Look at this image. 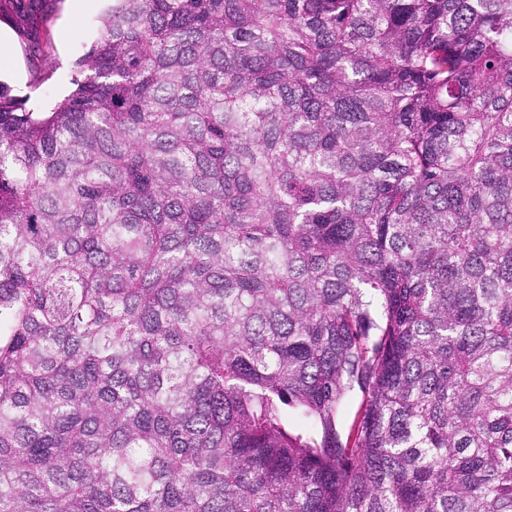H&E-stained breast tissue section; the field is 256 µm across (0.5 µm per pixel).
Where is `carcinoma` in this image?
Returning <instances> with one entry per match:
<instances>
[{
	"label": "carcinoma",
	"mask_w": 512,
	"mask_h": 512,
	"mask_svg": "<svg viewBox=\"0 0 512 512\" xmlns=\"http://www.w3.org/2000/svg\"><path fill=\"white\" fill-rule=\"evenodd\" d=\"M57 2L0 0V512H512V0H112L37 112ZM0 26L2 28L9 29L11 32L13 48L21 60L25 71V79L23 81L14 84L3 82L16 78L18 76V70L16 58L9 50V43L11 41L10 35L8 32L0 30V87L1 90L6 92L8 95L16 98H23L29 90L28 84L31 80L30 65L24 48L17 37L13 23L9 21H1Z\"/></svg>",
	"instance_id": "carcinoma-1"
}]
</instances>
